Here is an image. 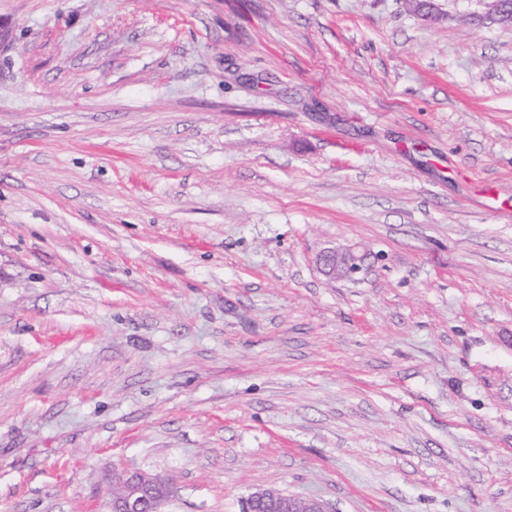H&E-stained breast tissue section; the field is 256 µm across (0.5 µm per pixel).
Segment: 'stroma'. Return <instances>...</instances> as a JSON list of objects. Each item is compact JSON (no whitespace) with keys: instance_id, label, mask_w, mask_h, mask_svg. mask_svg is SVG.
Returning a JSON list of instances; mask_svg holds the SVG:
<instances>
[{"instance_id":"35a3bbf8","label":"stroma","mask_w":512,"mask_h":512,"mask_svg":"<svg viewBox=\"0 0 512 512\" xmlns=\"http://www.w3.org/2000/svg\"><path fill=\"white\" fill-rule=\"evenodd\" d=\"M434 5L0 0V512H512V25ZM365 255L351 249L328 248L318 257L322 273L331 280H352L363 270ZM118 494L112 497L109 512H163L170 493L167 480L144 473H128L118 479ZM308 505V512H331L327 503L316 498H300L274 489H259L243 502L244 512H296L297 502ZM262 508H270L261 510Z\"/></svg>"}]
</instances>
